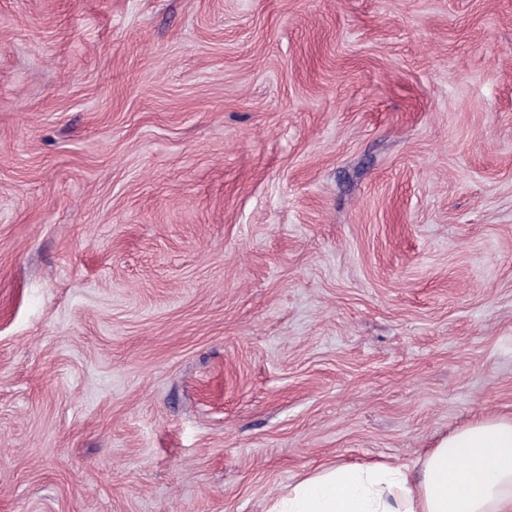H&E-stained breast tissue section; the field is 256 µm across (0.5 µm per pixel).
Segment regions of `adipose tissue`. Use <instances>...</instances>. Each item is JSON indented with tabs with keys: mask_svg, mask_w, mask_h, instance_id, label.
<instances>
[{
	"mask_svg": "<svg viewBox=\"0 0 512 512\" xmlns=\"http://www.w3.org/2000/svg\"><path fill=\"white\" fill-rule=\"evenodd\" d=\"M268 512H512V416L475 420L409 464L320 465Z\"/></svg>",
	"mask_w": 512,
	"mask_h": 512,
	"instance_id": "1",
	"label": "adipose tissue"
}]
</instances>
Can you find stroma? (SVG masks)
<instances>
[{
    "label": "stroma",
    "instance_id": "35a3bbf8",
    "mask_svg": "<svg viewBox=\"0 0 512 512\" xmlns=\"http://www.w3.org/2000/svg\"><path fill=\"white\" fill-rule=\"evenodd\" d=\"M512 415V0H0V512H266Z\"/></svg>",
    "mask_w": 512,
    "mask_h": 512
}]
</instances>
